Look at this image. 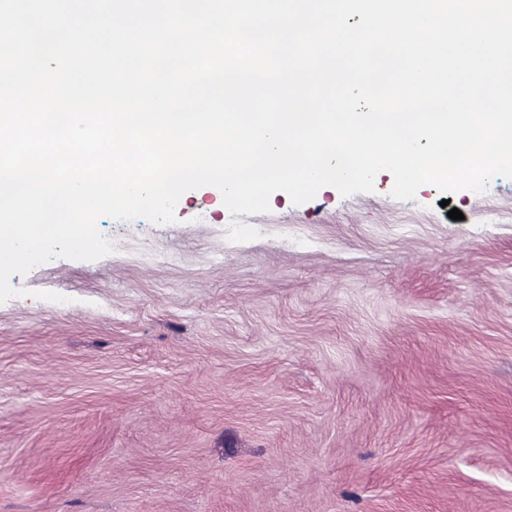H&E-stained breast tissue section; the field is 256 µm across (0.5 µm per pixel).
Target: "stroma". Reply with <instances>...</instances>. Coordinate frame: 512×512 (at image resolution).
<instances>
[{"instance_id":"1","label":"stroma","mask_w":512,"mask_h":512,"mask_svg":"<svg viewBox=\"0 0 512 512\" xmlns=\"http://www.w3.org/2000/svg\"><path fill=\"white\" fill-rule=\"evenodd\" d=\"M393 184L206 186L12 276L0 512H512V179Z\"/></svg>"}]
</instances>
